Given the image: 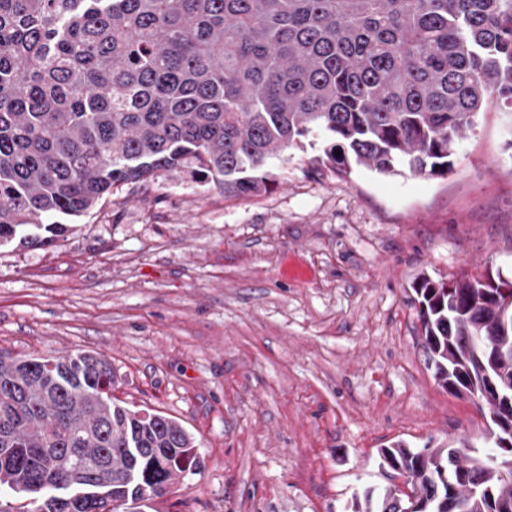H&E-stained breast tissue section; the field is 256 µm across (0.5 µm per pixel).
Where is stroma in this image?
<instances>
[{
    "instance_id": "1",
    "label": "stroma",
    "mask_w": 512,
    "mask_h": 512,
    "mask_svg": "<svg viewBox=\"0 0 512 512\" xmlns=\"http://www.w3.org/2000/svg\"><path fill=\"white\" fill-rule=\"evenodd\" d=\"M321 140L228 197L193 160L113 186L66 237L0 247V352L106 355L112 395L177 417L205 460L153 512H344L378 449L463 439L486 411L439 387L419 273L512 279V112H482L445 176L311 169Z\"/></svg>"
}]
</instances>
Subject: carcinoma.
I'll return each instance as SVG.
<instances>
[{"mask_svg": "<svg viewBox=\"0 0 512 512\" xmlns=\"http://www.w3.org/2000/svg\"><path fill=\"white\" fill-rule=\"evenodd\" d=\"M494 103L512 111V0H0V246L54 241L112 186L195 160L235 196L321 138L316 164L443 175ZM412 285L439 386L492 407L466 442L378 450L348 512H512V288ZM96 352L0 355V512H148L203 459L174 417L112 400Z\"/></svg>", "mask_w": 512, "mask_h": 512, "instance_id": "carcinoma-1", "label": "carcinoma"}]
</instances>
